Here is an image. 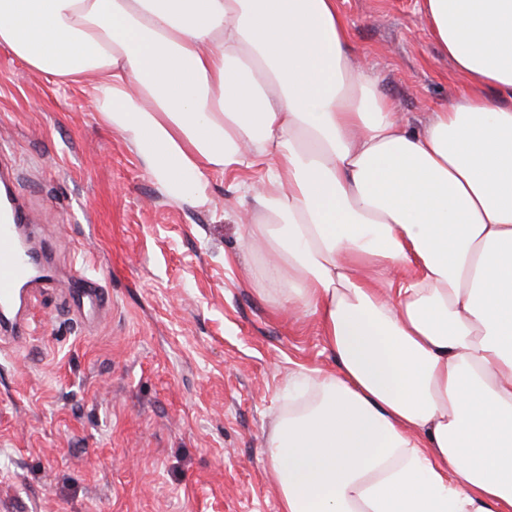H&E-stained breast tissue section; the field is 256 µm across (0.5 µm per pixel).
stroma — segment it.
<instances>
[{
    "label": "stroma",
    "mask_w": 512,
    "mask_h": 512,
    "mask_svg": "<svg viewBox=\"0 0 512 512\" xmlns=\"http://www.w3.org/2000/svg\"><path fill=\"white\" fill-rule=\"evenodd\" d=\"M358 58L412 127L468 79L421 0H340ZM38 229L47 283L30 338L0 344V512H279L267 436L288 378L335 360L309 316L247 276L237 216L260 176H210L212 202L168 197L80 86L0 49V163ZM89 273L110 307L77 309Z\"/></svg>",
    "instance_id": "35a3bbf8"
}]
</instances>
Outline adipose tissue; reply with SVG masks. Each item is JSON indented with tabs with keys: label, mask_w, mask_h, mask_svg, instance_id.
<instances>
[{
	"label": "adipose tissue",
	"mask_w": 512,
	"mask_h": 512,
	"mask_svg": "<svg viewBox=\"0 0 512 512\" xmlns=\"http://www.w3.org/2000/svg\"><path fill=\"white\" fill-rule=\"evenodd\" d=\"M473 82L413 129L339 0H0L172 199L261 172L245 246L336 368L267 457L280 512H512V0H422Z\"/></svg>",
	"instance_id": "adipose-tissue-1"
}]
</instances>
